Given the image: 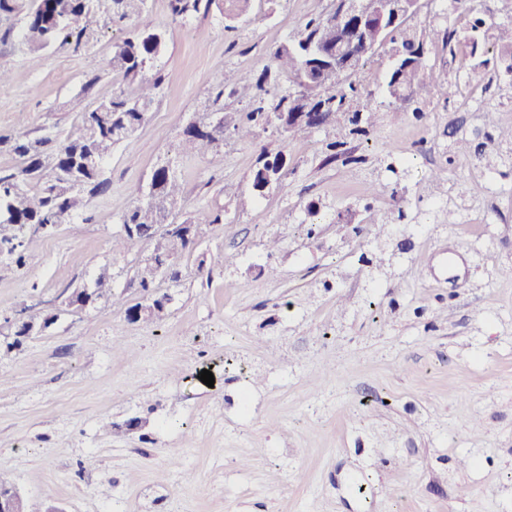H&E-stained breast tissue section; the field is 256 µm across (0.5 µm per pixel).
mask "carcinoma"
Here are the masks:
<instances>
[{"mask_svg": "<svg viewBox=\"0 0 512 512\" xmlns=\"http://www.w3.org/2000/svg\"><path fill=\"white\" fill-rule=\"evenodd\" d=\"M106 14H101L92 0H35L25 27V37L32 49L43 50L60 37L76 36L77 44L94 41L101 27L107 22H121L142 14L145 0H108ZM213 0H171L172 13L187 17L209 7ZM252 0H224V21L234 23L247 15ZM334 13L318 15L307 20L304 26L273 53L275 67H267L259 73H241L234 79L232 93L252 96L254 107L244 120L233 124L238 139L249 140L257 126L266 127L280 112L315 113L308 123H289L279 129V136L294 137L302 132L329 124L338 117L348 115V122L358 125L371 123L375 112L365 105L352 109V100L358 95L356 78L368 57L381 45L359 42L348 47L356 54L360 65L349 72L317 64L305 58L304 43L314 35L327 51L338 48ZM486 22L472 14L468 35L460 37L452 27L432 29V39L440 40L453 55L459 44L476 55L486 40ZM384 40L391 44L390 52L397 63L392 66L387 80L390 98L399 101L409 93L442 98L447 95L446 82L425 60L426 41L404 18L383 32ZM494 39L502 54L512 59V24L496 27ZM165 44L164 34L148 27L135 30L117 46L112 58L113 67L125 77L135 78L148 62L159 55ZM160 78L143 81L132 93L119 91L112 98L101 101L91 110H81L79 132L66 138L56 148L52 162L45 163L37 150L25 141L26 134L13 138V150L22 158V167L16 174L0 176V224H12L19 230H31V235L15 240L7 239V251L22 266L26 252L44 224H60L80 215L85 206V195L100 191L105 183L100 180L101 168H87L81 175V186L74 188L64 179L70 159L87 153L103 162L112 154V148L135 132L147 118L156 97ZM224 130L212 125L210 113H202L195 123L182 133L181 147L188 154L206 156L220 141ZM183 199V190L175 172L167 163L157 165L152 172V193L145 200H137L127 209L121 224L134 225L119 233L112 240L113 252H130L147 240L154 238L163 224L176 223ZM192 252L188 240L180 234L161 236L155 242L154 261L145 262L137 269V280L144 300H154L157 308L141 316L143 322H153L165 312L155 300V265L172 259L176 262ZM98 303L121 305L120 298L112 291L111 276L102 271L92 288ZM27 322L14 324L10 336L0 340V353H10L23 344Z\"/></svg>", "mask_w": 512, "mask_h": 512, "instance_id": "carcinoma-1", "label": "carcinoma"}]
</instances>
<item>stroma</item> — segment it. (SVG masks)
<instances>
[{
	"mask_svg": "<svg viewBox=\"0 0 512 512\" xmlns=\"http://www.w3.org/2000/svg\"><path fill=\"white\" fill-rule=\"evenodd\" d=\"M420 32L466 18L453 0H423ZM33 0L0 12V175L20 157L6 137L75 135L87 107L133 91L112 68L128 31L163 32L145 67L160 78L146 121L112 150L103 191L59 224L24 266L0 250V335L16 319L55 322L0 359V480L61 512H512V76L428 44L448 94L395 102L379 51L359 74L375 124L348 122L283 140L226 131L207 156L179 151L195 115L241 117L232 78L274 51L331 0H252L235 29L219 0L188 18L170 0L106 26L87 46L34 52L23 37ZM480 111L461 105L469 82ZM336 143L328 160L327 143ZM284 151V185L251 175ZM171 161L180 220L219 216L203 243L160 278L170 297L154 323L101 303L63 301L109 271L126 306L141 302L139 262L152 243L112 251L122 213L153 169ZM392 222L385 234L374 223ZM277 249H269L271 238ZM213 373L206 386L202 370ZM139 429L125 430L130 418Z\"/></svg>",
	"mask_w": 512,
	"mask_h": 512,
	"instance_id": "obj_1",
	"label": "stroma"
}]
</instances>
